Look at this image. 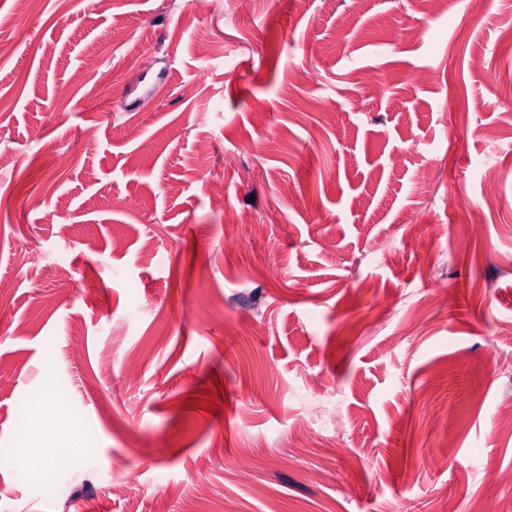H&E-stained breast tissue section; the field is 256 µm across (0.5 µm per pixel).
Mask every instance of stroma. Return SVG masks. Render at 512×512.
<instances>
[{
  "instance_id": "35a3bbf8",
  "label": "stroma",
  "mask_w": 512,
  "mask_h": 512,
  "mask_svg": "<svg viewBox=\"0 0 512 512\" xmlns=\"http://www.w3.org/2000/svg\"><path fill=\"white\" fill-rule=\"evenodd\" d=\"M0 37V512L512 498V0H0Z\"/></svg>"
}]
</instances>
